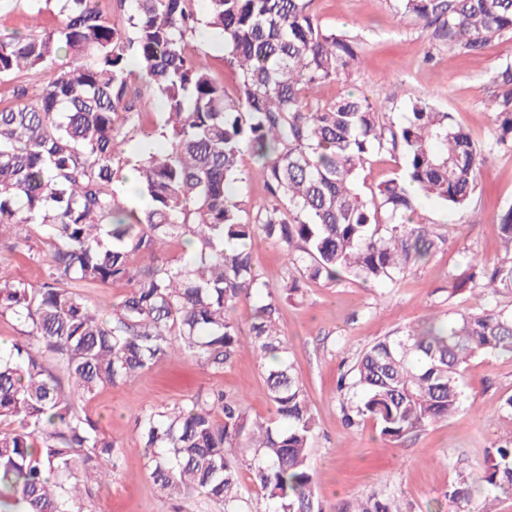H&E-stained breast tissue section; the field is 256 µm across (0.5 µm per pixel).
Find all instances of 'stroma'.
Segmentation results:
<instances>
[{"label":"stroma","instance_id":"1","mask_svg":"<svg viewBox=\"0 0 512 512\" xmlns=\"http://www.w3.org/2000/svg\"><path fill=\"white\" fill-rule=\"evenodd\" d=\"M394 5V0H315L313 11L323 26L358 35L364 48L363 65L352 80L325 85L321 96L330 99L353 90L382 103L395 122L402 121L410 101L430 99L469 129L484 149V160L469 210L456 213L434 200L422 201L419 214L445 242L404 280L381 286L348 279L311 283L303 295L281 305L280 327L316 417L311 461L315 496L325 512H351L358 499L375 491L394 494L407 512H432L444 503L458 470L481 475L487 450L512 438V414L502 409L512 396L508 354L471 361L462 379V409L399 443L384 444L371 423L351 428L343 420L336 390L343 361L378 338L433 316L444 320L462 310L512 308L507 295L451 291L452 275L465 270L471 259L490 267L504 256L495 222L512 206V147L496 146L491 115L497 93L493 76L512 60V38L472 59L432 40L412 17L397 14ZM21 233L29 237L27 247L43 250L36 226L0 230V269L35 284L42 269L16 247ZM262 373L247 349L219 374L176 355L83 402V410L125 450L119 475L90 485L89 512H222L196 494L175 502L161 496L147 477L134 419L143 410L186 403L211 389L243 397L250 417L270 416Z\"/></svg>","mask_w":512,"mask_h":512}]
</instances>
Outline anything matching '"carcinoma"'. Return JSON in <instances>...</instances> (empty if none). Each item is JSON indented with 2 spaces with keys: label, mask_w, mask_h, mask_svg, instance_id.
Wrapping results in <instances>:
<instances>
[{
  "label": "carcinoma",
  "mask_w": 512,
  "mask_h": 512,
  "mask_svg": "<svg viewBox=\"0 0 512 512\" xmlns=\"http://www.w3.org/2000/svg\"><path fill=\"white\" fill-rule=\"evenodd\" d=\"M56 13L58 26L0 35V77L40 78L36 99L17 84L0 106V231L34 224L47 250L29 258L45 278L35 287L0 270V317L21 325L0 348V512H82L80 478L116 475L123 449L79 403L105 385L133 380L175 353L222 373L243 347L263 368L269 419L248 415L241 397L208 391L187 404L135 418L148 475L168 499L201 494L243 512L241 469L258 490L256 512H323L314 500L310 448L317 423L279 327L281 297L303 281L397 283L426 260L438 237L417 199L466 211L483 159L449 112L417 98L395 123L364 95L322 100L361 62L358 38L322 26L313 0H115L123 23L100 0H21ZM431 39L466 56L512 36V0H395ZM224 41L233 90L196 53L200 26ZM69 61L59 62L60 54ZM500 88L496 143L512 146V61ZM161 111L148 119L143 89ZM158 140L128 157L135 139ZM399 152L402 174L367 198L359 172L373 154ZM258 167L242 168L245 155ZM132 167L137 199L118 191ZM263 182L269 201L253 211L230 184ZM506 258L451 276L455 291L512 295V207L496 224ZM285 262L277 290L252 262L257 237ZM198 251L169 260V243ZM118 285L107 311L69 284ZM255 298L248 332L231 317ZM512 353V311L462 312L383 336L337 380L347 425L372 423L390 443L444 422L463 403L462 377L482 355ZM485 501L512 495V440L495 448L480 478ZM460 472L447 512H495L472 502ZM351 512H400L373 493Z\"/></svg>",
  "instance_id": "cac0c4a2"
}]
</instances>
